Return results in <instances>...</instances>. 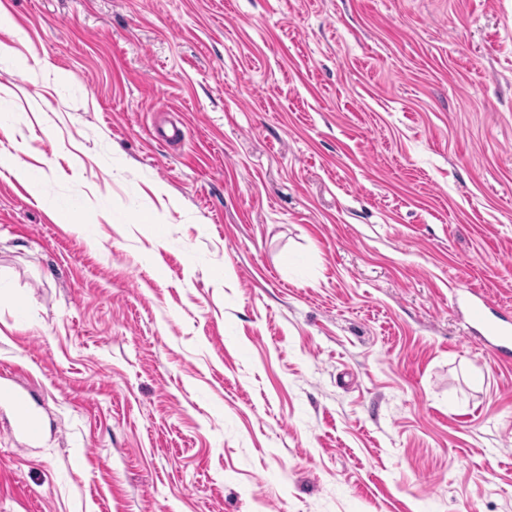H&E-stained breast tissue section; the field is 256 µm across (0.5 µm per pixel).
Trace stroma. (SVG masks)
<instances>
[{"label":"stroma","instance_id":"1","mask_svg":"<svg viewBox=\"0 0 512 512\" xmlns=\"http://www.w3.org/2000/svg\"><path fill=\"white\" fill-rule=\"evenodd\" d=\"M0 8V512H512V0ZM455 303L463 306L474 336L481 348L487 349L499 365L512 364V320L498 312L496 302L485 292L471 288L455 295ZM0 382V404L8 406L13 413V431L25 444L36 443L42 435L40 417L32 410L28 397L9 378Z\"/></svg>","mask_w":512,"mask_h":512}]
</instances>
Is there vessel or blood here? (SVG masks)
I'll return each instance as SVG.
<instances>
[{
  "instance_id": "obj_1",
  "label": "vessel or blood",
  "mask_w": 512,
  "mask_h": 512,
  "mask_svg": "<svg viewBox=\"0 0 512 512\" xmlns=\"http://www.w3.org/2000/svg\"><path fill=\"white\" fill-rule=\"evenodd\" d=\"M455 302L465 309L474 341L487 349L501 365L512 364V318L499 313L496 302L484 292L471 288L456 294ZM0 404L13 413V431L25 443H36L42 435L40 417L28 397L10 381L0 382Z\"/></svg>"
}]
</instances>
